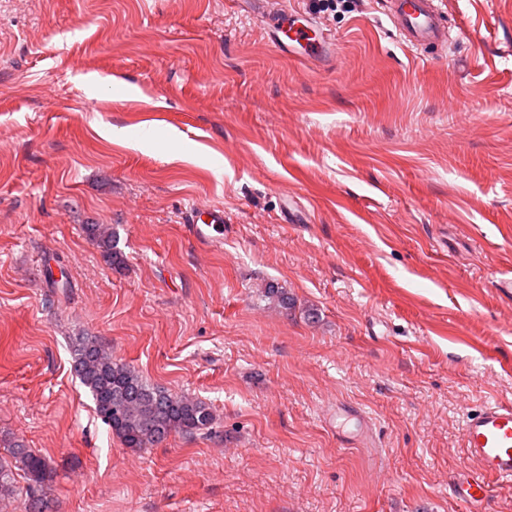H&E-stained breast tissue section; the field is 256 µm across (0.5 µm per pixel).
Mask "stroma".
Here are the masks:
<instances>
[{
  "label": "stroma",
  "mask_w": 512,
  "mask_h": 512,
  "mask_svg": "<svg viewBox=\"0 0 512 512\" xmlns=\"http://www.w3.org/2000/svg\"><path fill=\"white\" fill-rule=\"evenodd\" d=\"M437 3L427 54L384 0H288L336 40L300 63L239 0H0V439L53 461V512H469L465 416L512 403V0ZM82 333L212 429L125 447ZM181 222L187 224L190 235L202 245L213 246L224 239V211L222 208H203L194 205L182 212ZM88 238L102 249L103 257L112 265V268L120 269L124 258L122 252L117 250L116 240L112 228L102 224H88L84 228Z\"/></svg>",
  "instance_id": "1"
}]
</instances>
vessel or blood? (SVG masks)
<instances>
[{"mask_svg":"<svg viewBox=\"0 0 512 512\" xmlns=\"http://www.w3.org/2000/svg\"><path fill=\"white\" fill-rule=\"evenodd\" d=\"M278 46L304 59L319 61L332 51L331 38L317 34L311 19L286 9V0H251ZM389 20L412 48H443L450 39L441 9L434 0H385ZM197 243L215 245L224 238V211L219 207L192 206L181 216ZM468 455L479 472L458 480L457 497L471 512H482L488 498L487 477L512 481V404H488L468 414L462 430Z\"/></svg>","mask_w":512,"mask_h":512,"instance_id":"1","label":"vessel or blood"}]
</instances>
